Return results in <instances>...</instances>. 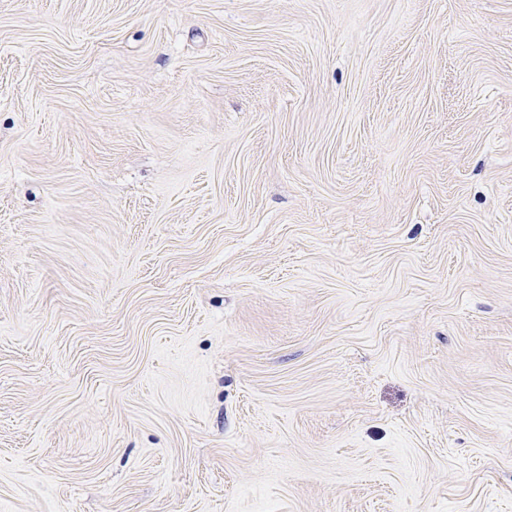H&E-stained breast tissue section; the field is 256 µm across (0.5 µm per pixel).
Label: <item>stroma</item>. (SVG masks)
Listing matches in <instances>:
<instances>
[{
    "mask_svg": "<svg viewBox=\"0 0 512 512\" xmlns=\"http://www.w3.org/2000/svg\"><path fill=\"white\" fill-rule=\"evenodd\" d=\"M0 512H512V0H0Z\"/></svg>",
    "mask_w": 512,
    "mask_h": 512,
    "instance_id": "obj_1",
    "label": "stroma"
}]
</instances>
